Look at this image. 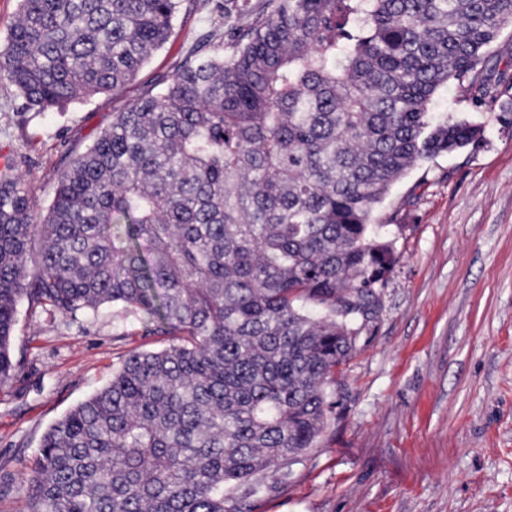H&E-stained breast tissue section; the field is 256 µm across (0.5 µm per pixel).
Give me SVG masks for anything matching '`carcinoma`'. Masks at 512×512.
<instances>
[{
  "label": "carcinoma",
  "mask_w": 512,
  "mask_h": 512,
  "mask_svg": "<svg viewBox=\"0 0 512 512\" xmlns=\"http://www.w3.org/2000/svg\"><path fill=\"white\" fill-rule=\"evenodd\" d=\"M181 5L19 0L0 82L27 112L117 93ZM509 24L512 0H224V40L113 113L40 221L5 162L0 386L23 296L63 318L112 305L167 340L44 433L23 512H252L279 493L396 264L375 206L480 138L435 99L494 103ZM487 57L490 60L489 65H495L501 71L505 68L507 62L509 63L511 58L512 64V25L506 27L499 38L487 52Z\"/></svg>",
  "instance_id": "1"
}]
</instances>
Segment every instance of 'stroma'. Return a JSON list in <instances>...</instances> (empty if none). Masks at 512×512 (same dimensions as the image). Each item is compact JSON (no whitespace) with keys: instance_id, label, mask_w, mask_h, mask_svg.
<instances>
[{"instance_id":"35a3bbf8","label":"stroma","mask_w":512,"mask_h":512,"mask_svg":"<svg viewBox=\"0 0 512 512\" xmlns=\"http://www.w3.org/2000/svg\"><path fill=\"white\" fill-rule=\"evenodd\" d=\"M217 3L184 0L165 48L120 92L37 113L0 82V161H15L34 218L113 113L205 35L223 37ZM435 109L483 134L414 166L377 205L398 257L378 314L344 367L318 448L254 512H512V79L497 83L492 108L452 88ZM161 347L112 306L71 320L20 301L18 367L0 386V512H21L44 432L122 359Z\"/></svg>"}]
</instances>
